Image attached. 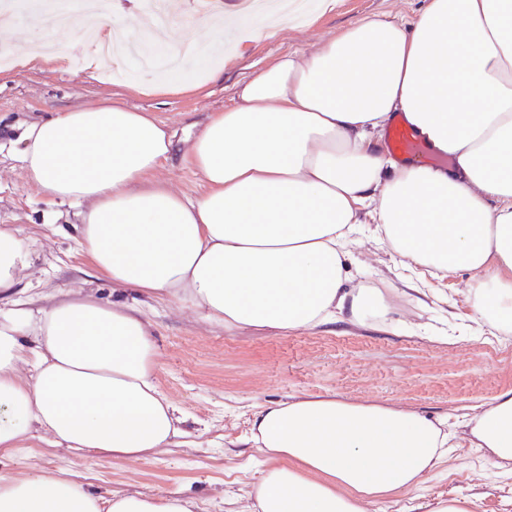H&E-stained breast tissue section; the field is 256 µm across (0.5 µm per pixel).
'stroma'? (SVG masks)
I'll return each mask as SVG.
<instances>
[{"label": "stroma", "mask_w": 512, "mask_h": 512, "mask_svg": "<svg viewBox=\"0 0 512 512\" xmlns=\"http://www.w3.org/2000/svg\"><path fill=\"white\" fill-rule=\"evenodd\" d=\"M420 6V0H338L335 10L313 25L243 38L220 79L169 94L146 88L149 74L130 60L121 65L120 79L108 70L100 78L88 77L83 47L71 30L49 31L59 55L51 67H25L18 57L26 47L27 18L0 27V47L13 58L0 70V227L17 230L35 250L19 286L39 307L71 292L105 304L139 303L158 351L157 385L184 417L179 445L146 460L77 457L38 432L24 448L0 456L1 470L22 475L33 468L65 469L102 494L179 490L198 503V512H228L229 500L246 501L267 465L250 431L255 412L269 402L330 394L412 408L456 426L477 407L512 391V334L482 335L468 295L470 272L431 274L364 236L350 248L353 284L386 287L394 328L345 320L290 333L227 330L206 323L189 307L142 300L133 290L113 287L78 246L73 208L27 185L18 159L25 125L105 98L153 112L184 139L210 113L234 106L237 84L276 57L311 50L360 19L397 11L409 18ZM153 177L191 198L204 190L180 150ZM439 497L471 500L473 512H512V474L494 467L484 449L460 435L417 488L385 497L368 510L425 512Z\"/></svg>", "instance_id": "obj_1"}]
</instances>
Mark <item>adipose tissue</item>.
Listing matches in <instances>:
<instances>
[{"instance_id":"adipose-tissue-1","label":"adipose tissue","mask_w":512,"mask_h":512,"mask_svg":"<svg viewBox=\"0 0 512 512\" xmlns=\"http://www.w3.org/2000/svg\"><path fill=\"white\" fill-rule=\"evenodd\" d=\"M224 71L201 52L159 90ZM185 140L206 190L150 175L176 149L153 113L105 100L29 124L27 184L75 209L78 242L113 285L182 303L227 329L287 333L386 321L381 288L346 269L361 214L380 243L439 272L466 270L481 324L512 332V0H425L413 22L365 18L307 54L279 56ZM403 116L450 167L392 158ZM30 243L0 230V454L41 431L79 456L144 460L181 436L155 382L150 323L135 307L16 295ZM29 376H22L24 366ZM473 447L512 469V392L465 422ZM455 434L419 411L324 395L264 405L252 440L269 465L248 512H367L411 489ZM182 491L86 490L69 472H0V512H195Z\"/></svg>"}]
</instances>
